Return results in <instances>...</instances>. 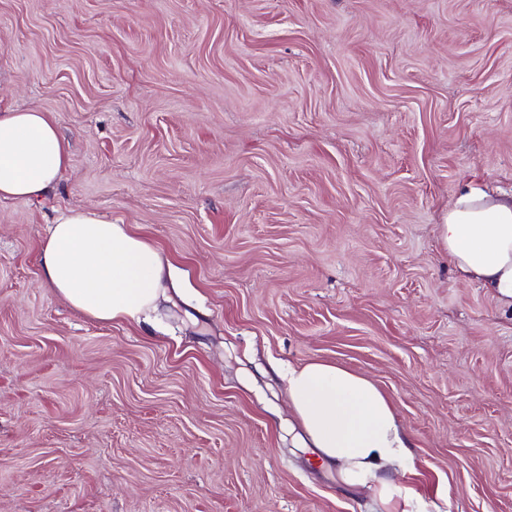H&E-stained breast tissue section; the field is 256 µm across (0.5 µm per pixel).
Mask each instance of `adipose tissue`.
I'll use <instances>...</instances> for the list:
<instances>
[{"label":"adipose tissue","instance_id":"adipose-tissue-1","mask_svg":"<svg viewBox=\"0 0 512 512\" xmlns=\"http://www.w3.org/2000/svg\"><path fill=\"white\" fill-rule=\"evenodd\" d=\"M70 147L52 113L0 109V200L42 199L69 164ZM438 243L456 273L512 306V193L463 182L439 226ZM46 283L73 308L102 322L155 310L170 263L129 224L73 209L59 216L40 248ZM306 447L338 468L348 486L378 483L385 512H411L392 471L407 469L411 440L390 398L370 379L340 366L310 362L284 377Z\"/></svg>","mask_w":512,"mask_h":512}]
</instances>
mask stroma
<instances>
[{
	"instance_id": "stroma-1",
	"label": "stroma",
	"mask_w": 512,
	"mask_h": 512,
	"mask_svg": "<svg viewBox=\"0 0 512 512\" xmlns=\"http://www.w3.org/2000/svg\"><path fill=\"white\" fill-rule=\"evenodd\" d=\"M70 162L0 200V512H381L305 447L283 371L393 401L395 485L512 512V308L437 226L512 190V0H0V107ZM87 209L170 260L158 309L98 323L45 284Z\"/></svg>"
}]
</instances>
